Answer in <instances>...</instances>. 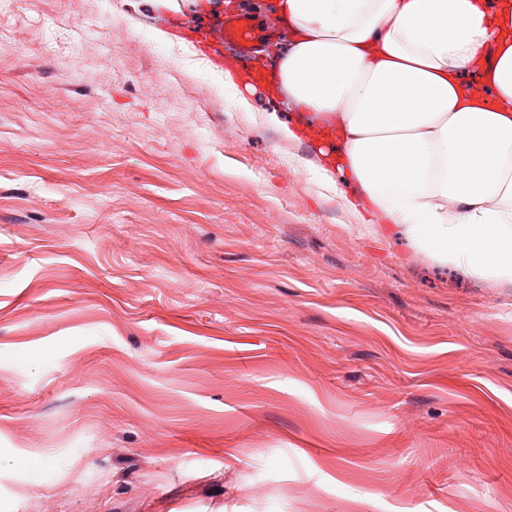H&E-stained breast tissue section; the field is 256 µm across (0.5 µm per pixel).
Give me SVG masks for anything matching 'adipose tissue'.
Returning <instances> with one entry per match:
<instances>
[{"mask_svg":"<svg viewBox=\"0 0 512 512\" xmlns=\"http://www.w3.org/2000/svg\"><path fill=\"white\" fill-rule=\"evenodd\" d=\"M278 90L340 127L348 205L441 264L512 278V0H278ZM494 93L465 80L473 68Z\"/></svg>","mask_w":512,"mask_h":512,"instance_id":"ef3b65f1","label":"adipose tissue"}]
</instances>
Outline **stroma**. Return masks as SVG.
Here are the masks:
<instances>
[{"mask_svg":"<svg viewBox=\"0 0 512 512\" xmlns=\"http://www.w3.org/2000/svg\"><path fill=\"white\" fill-rule=\"evenodd\" d=\"M210 2L0 0V512H512V280L349 210Z\"/></svg>","mask_w":512,"mask_h":512,"instance_id":"stroma-1","label":"stroma"}]
</instances>
